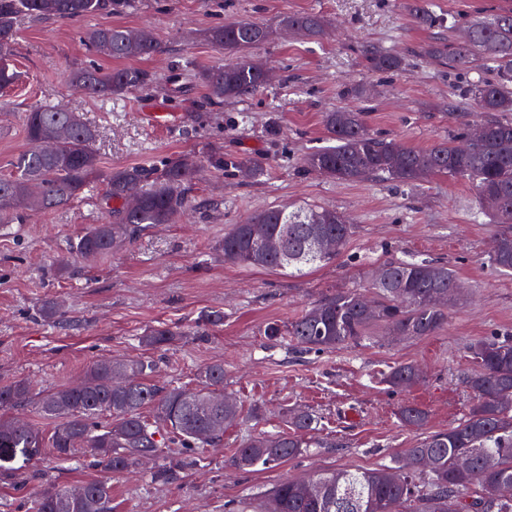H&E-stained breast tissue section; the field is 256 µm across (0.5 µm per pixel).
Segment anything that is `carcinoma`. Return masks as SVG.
<instances>
[{
  "mask_svg": "<svg viewBox=\"0 0 512 512\" xmlns=\"http://www.w3.org/2000/svg\"><path fill=\"white\" fill-rule=\"evenodd\" d=\"M131 0H0V51L13 42L18 23L34 16L50 20L87 19L100 13H122ZM325 19L315 13H293L270 26L247 19L217 25L199 33L211 44L236 56V61L195 75L207 90L208 101L220 104L262 88L266 71L247 55L261 43L286 30L321 36ZM81 41L94 55L105 59L150 57L161 46L150 30L127 27H90ZM429 54L448 60L461 70L480 69L489 77L470 84L468 93L480 115L462 124L453 138L424 150L395 140L373 136L363 113L337 109L323 114L332 144L304 158L305 167L331 179L357 181L379 177L407 184L437 174L466 179L476 188L479 203L499 224L497 243L489 261L502 272H512V120L492 116L512 112V12L490 22L468 26L464 41L452 46L441 35ZM367 68L374 72L400 69L401 58L375 48L364 50ZM16 69L0 57V88L13 85ZM152 82V75L137 68L104 70L89 66L75 70L70 84L86 96L120 98ZM29 147L11 161L13 172L0 179V227L27 217L63 208L84 195L95 181L105 185L103 202L116 201L112 221L95 224L70 246L76 258L103 256L131 242L152 224H172L188 204L185 188L196 177L201 160L178 156L161 166H133L104 172L95 149L96 130L79 115L64 108L36 105L24 114ZM246 182L264 175L262 158L234 163ZM318 232L332 239L334 250L317 255L309 251V236ZM352 225L334 209L293 206L263 210L237 224L224 236V262L272 268L302 275L312 266L338 256L346 247ZM382 277L371 281L372 305L364 294L347 289L330 294L288 324L287 335L309 350L359 345L374 325L386 328L395 340L429 336L448 322L459 299L460 284L444 264L391 260L380 265ZM269 324L264 335L284 333ZM181 335L177 328L152 327L141 343L158 349ZM469 353L477 370L466 385L474 404L466 419L446 430L422 437L389 464L372 470L337 469L315 473L307 479L281 480L268 500L280 503L281 512H445L446 500L462 497V512H512V495L499 489L512 487V336H494L472 343ZM154 365L145 358L91 363L76 385L33 392L30 383L18 381L0 387V470L35 463L50 452L72 460L81 449L89 453V466L100 473L127 470L144 461L166 460L151 477L168 482L194 464L195 448L217 445L224 423L239 414L238 406L224 397V365L211 363L198 375L196 388L160 387L151 380ZM122 378L117 387L113 379ZM409 364L395 365L384 373L393 388L419 380ZM33 401L41 415L55 421L50 434L4 414ZM401 424L418 430L427 420L416 406L398 413ZM292 431L261 433L239 448L232 460L239 470L268 468L301 455L311 447L305 435L316 430L318 420L308 411L289 417ZM425 455L430 468L414 470V458ZM112 512V485L103 478L48 489L35 497L30 512Z\"/></svg>",
  "mask_w": 512,
  "mask_h": 512,
  "instance_id": "carcinoma-1",
  "label": "carcinoma"
}]
</instances>
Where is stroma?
<instances>
[{"label": "stroma", "instance_id": "1", "mask_svg": "<svg viewBox=\"0 0 512 512\" xmlns=\"http://www.w3.org/2000/svg\"><path fill=\"white\" fill-rule=\"evenodd\" d=\"M418 7L449 25L455 42L464 29L451 27L452 19L487 20L512 10V0H135L125 12L89 20L149 29L163 47L156 56L103 61L107 70L135 67L153 76L150 85L112 101L68 85L69 73L91 62L78 39L80 22H20L8 54L22 80L0 90V176L26 149L23 114L36 104L65 107L94 126L105 171L178 155L266 160L264 175L252 183L204 167L175 223L147 228L94 261L71 259L69 248L109 219L99 181L82 199L0 235V386L23 379L47 389L72 384L98 358L142 355L139 336L158 325L181 331L153 355L158 384L191 388L200 368L224 366L223 391L239 416L225 426L223 442L204 449L202 462L169 484L143 471L113 475L114 512H240L282 479L377 468L423 432L448 429L468 415L474 400L465 380L476 369L471 343L512 335V273L489 262L497 226L480 209L474 187L445 176L405 185L374 177L343 182L303 165L306 154L326 145L322 115L336 108L362 111L371 133L415 150L452 138L472 118L464 89L481 74L449 69L426 53L439 31L415 24ZM287 13L322 15L324 35L291 31L249 49L267 70V85L209 104L196 73L233 58L199 32L240 19L273 25ZM368 47L401 56L402 69L370 71L362 58ZM352 87L356 96H346ZM148 112L169 120L149 123ZM303 203L336 209L352 224L335 262L297 276L225 263L221 244L234 225ZM390 259L443 263L464 283L447 323L432 335L395 341L375 327L361 345L325 351L264 336L267 323L288 325L326 295L366 286ZM52 299L66 309L56 322L40 314ZM214 310L223 312V325L200 328L201 314ZM404 363L420 369L417 384L401 390L381 381V372ZM405 405L426 412L424 430L401 426ZM290 409L318 416L313 448L273 467L236 469L241 444L260 431L286 429ZM94 475L45 455L37 466L0 473V512H26L43 489Z\"/></svg>", "mask_w": 512, "mask_h": 512}]
</instances>
